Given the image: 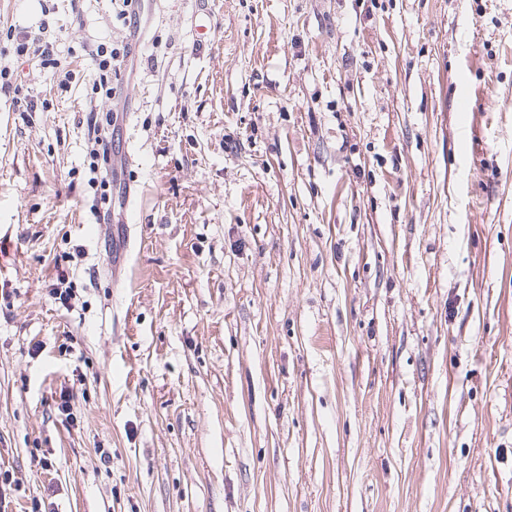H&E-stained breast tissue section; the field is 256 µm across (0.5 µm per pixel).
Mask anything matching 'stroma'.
I'll return each instance as SVG.
<instances>
[{"instance_id":"1","label":"stroma","mask_w":512,"mask_h":512,"mask_svg":"<svg viewBox=\"0 0 512 512\" xmlns=\"http://www.w3.org/2000/svg\"><path fill=\"white\" fill-rule=\"evenodd\" d=\"M79 10L0 0L75 74L0 95V512H512V0H158L94 105ZM105 117L99 119L97 115H91L88 121L89 143L88 157L90 159V170H96L103 166L107 171L110 170L111 177L103 179L99 184L100 202L103 204V213L97 212V219L103 214V217H110L112 214V150L108 147L107 138L112 132V124L117 120V113L112 109L105 111Z\"/></svg>"}]
</instances>
